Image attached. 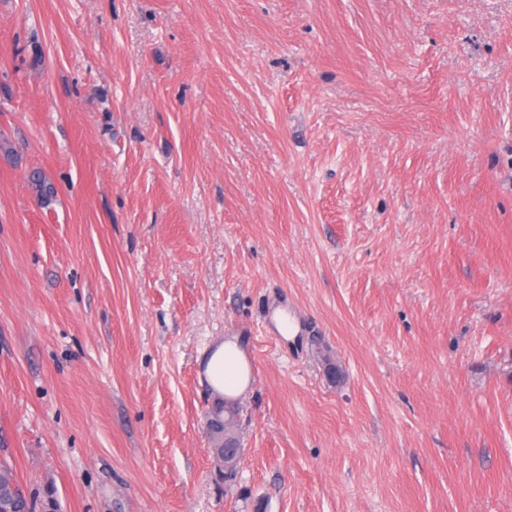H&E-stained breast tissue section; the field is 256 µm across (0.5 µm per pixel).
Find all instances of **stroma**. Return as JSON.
Masks as SVG:
<instances>
[{"mask_svg": "<svg viewBox=\"0 0 512 512\" xmlns=\"http://www.w3.org/2000/svg\"><path fill=\"white\" fill-rule=\"evenodd\" d=\"M0 136L36 512H512V0H0ZM216 345L217 348L205 363L206 379L224 397L235 398L246 389L249 382L245 352L233 339H224ZM219 380H223V384H219ZM232 409V405L218 404L212 409L209 418L213 432H224V448H218V457L224 463L225 468L234 467L239 462L242 453L239 436L232 434L229 430L230 420L224 419V413H229L230 417L233 415Z\"/></svg>", "mask_w": 512, "mask_h": 512, "instance_id": "1", "label": "stroma"}]
</instances>
